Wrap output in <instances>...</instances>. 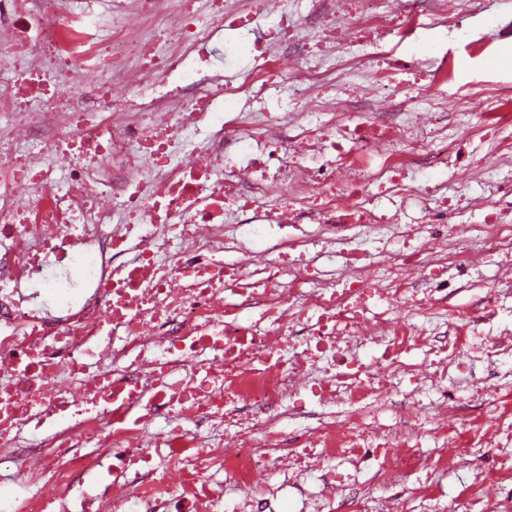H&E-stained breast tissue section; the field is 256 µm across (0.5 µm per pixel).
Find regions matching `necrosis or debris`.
Instances as JSON below:
<instances>
[{
    "label": "necrosis or debris",
    "instance_id": "1",
    "mask_svg": "<svg viewBox=\"0 0 512 512\" xmlns=\"http://www.w3.org/2000/svg\"><path fill=\"white\" fill-rule=\"evenodd\" d=\"M212 2L202 17L195 0H0V69L17 72L0 81V512H264L263 476L306 471L326 472L329 506L370 455L394 479L415 457L414 406L467 361L416 315L485 252L512 282V209L446 227L484 174L449 165V117L485 142L512 86L449 99L438 67L399 96L396 63L354 52L461 29L487 0ZM226 29L249 38L229 76L212 61ZM312 29L322 68L302 64ZM282 73L300 111L270 105ZM147 81L165 94L143 96ZM434 166L448 179L420 184ZM382 224L400 252L350 248ZM394 396L402 420L378 431L351 419L294 441L283 426Z\"/></svg>",
    "mask_w": 512,
    "mask_h": 512
}]
</instances>
